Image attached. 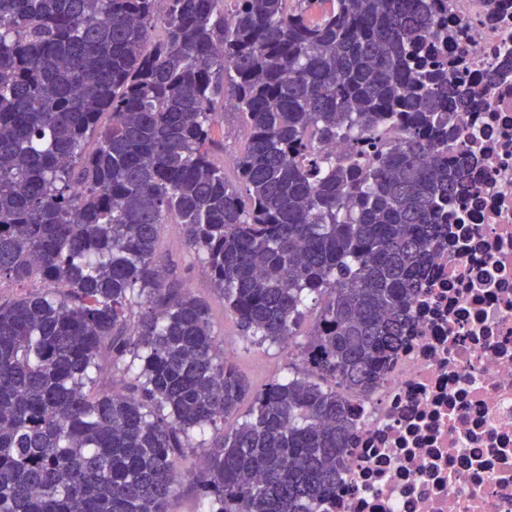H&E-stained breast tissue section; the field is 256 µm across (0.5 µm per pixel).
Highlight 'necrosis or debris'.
Returning a JSON list of instances; mask_svg holds the SVG:
<instances>
[{
	"label": "necrosis or debris",
	"mask_w": 512,
	"mask_h": 512,
	"mask_svg": "<svg viewBox=\"0 0 512 512\" xmlns=\"http://www.w3.org/2000/svg\"><path fill=\"white\" fill-rule=\"evenodd\" d=\"M484 2L448 0L451 79L483 94L448 144L472 188L448 203L380 383L347 395L355 428L319 512H512V73L484 86L512 52V0L491 17Z\"/></svg>",
	"instance_id": "1"
}]
</instances>
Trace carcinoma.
<instances>
[{"instance_id":"cac0c4a2","label":"carcinoma","mask_w":512,"mask_h":512,"mask_svg":"<svg viewBox=\"0 0 512 512\" xmlns=\"http://www.w3.org/2000/svg\"><path fill=\"white\" fill-rule=\"evenodd\" d=\"M448 37V0H0V282L44 283L0 303V512H170L185 450L195 512H316L345 395L382 378L469 191ZM368 133L372 159L316 152ZM165 224L244 340L302 366L252 387L159 264ZM225 112L221 122L216 123L214 134L217 140L224 142V162L240 153L246 144L247 133L237 113Z\"/></svg>"}]
</instances>
